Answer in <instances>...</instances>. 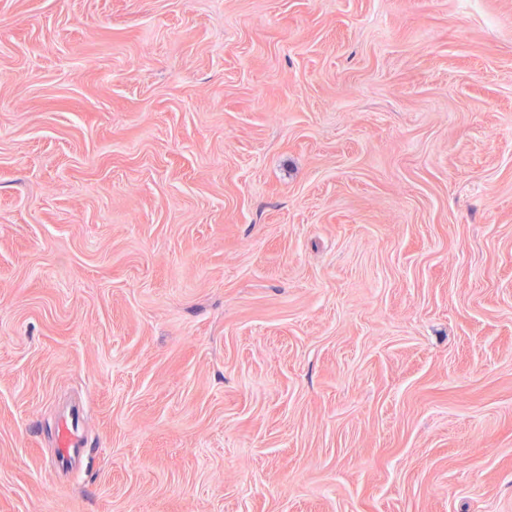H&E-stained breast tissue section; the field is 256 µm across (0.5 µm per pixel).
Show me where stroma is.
I'll use <instances>...</instances> for the list:
<instances>
[{
    "instance_id": "obj_1",
    "label": "stroma",
    "mask_w": 512,
    "mask_h": 512,
    "mask_svg": "<svg viewBox=\"0 0 512 512\" xmlns=\"http://www.w3.org/2000/svg\"><path fill=\"white\" fill-rule=\"evenodd\" d=\"M0 512H512V0H0ZM81 414L79 409H72L64 422L56 429V448L50 460V466L58 471H64L83 454Z\"/></svg>"
}]
</instances>
